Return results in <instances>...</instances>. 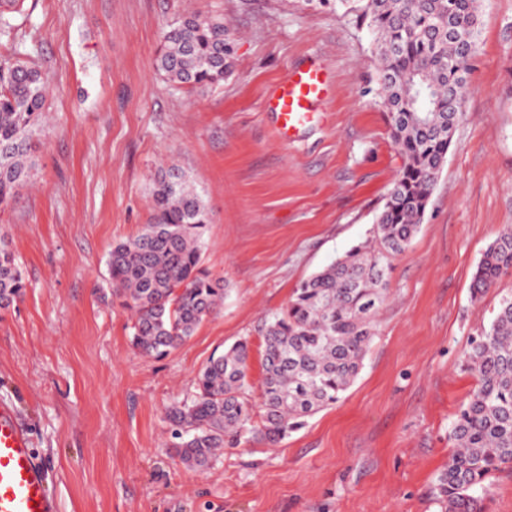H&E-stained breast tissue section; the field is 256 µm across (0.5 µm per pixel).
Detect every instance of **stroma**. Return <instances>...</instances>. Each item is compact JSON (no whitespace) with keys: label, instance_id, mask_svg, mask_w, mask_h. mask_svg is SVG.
<instances>
[{"label":"stroma","instance_id":"obj_1","mask_svg":"<svg viewBox=\"0 0 512 512\" xmlns=\"http://www.w3.org/2000/svg\"><path fill=\"white\" fill-rule=\"evenodd\" d=\"M223 19L230 70L178 87L154 68L184 14ZM0 61L49 87L34 183L0 208L26 273L0 311V404L26 421L57 512H440L451 425L476 378L462 367L512 274L481 301L470 284L512 227V0H484L463 116L422 224L393 260L363 368L333 406L280 447L224 449L185 468L166 410L236 340L262 376L263 329L313 273L372 235L403 161L377 96L372 37L334 0H24ZM316 57L333 90L285 145L265 102ZM210 215L203 265L224 304L167 357L139 354L104 299L106 257L151 219L161 164Z\"/></svg>","mask_w":512,"mask_h":512}]
</instances>
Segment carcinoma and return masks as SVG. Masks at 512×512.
I'll use <instances>...</instances> for the list:
<instances>
[{"label": "carcinoma", "instance_id": "1", "mask_svg": "<svg viewBox=\"0 0 512 512\" xmlns=\"http://www.w3.org/2000/svg\"><path fill=\"white\" fill-rule=\"evenodd\" d=\"M357 13L379 58L378 91L403 166L390 184L370 243L357 246L304 280L267 322L260 401L251 399V347L239 340L199 371L191 398L166 417L175 456L207 470L224 448L260 441L276 447L351 386L376 335L392 260L422 223L462 115L471 56L479 46L482 0H336ZM224 20L188 14L163 36L157 72L203 86L224 79ZM45 83L34 68L0 63V207L14 201L35 168ZM210 224L201 196L177 167L163 168L152 190L150 222L112 245L111 296L129 312L132 343L163 358L193 336L224 302L225 284L202 266ZM512 271V227L485 249L471 283L481 300ZM24 271L0 240V311L19 301ZM477 387L449 433L447 467L432 494L440 512H485L487 481L512 468V293L500 298L489 327L465 351Z\"/></svg>", "mask_w": 512, "mask_h": 512}]
</instances>
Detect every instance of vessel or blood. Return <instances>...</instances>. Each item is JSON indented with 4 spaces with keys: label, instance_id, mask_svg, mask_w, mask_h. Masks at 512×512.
Returning a JSON list of instances; mask_svg holds the SVG:
<instances>
[{
    "label": "vessel or blood",
    "instance_id": "obj_1",
    "mask_svg": "<svg viewBox=\"0 0 512 512\" xmlns=\"http://www.w3.org/2000/svg\"><path fill=\"white\" fill-rule=\"evenodd\" d=\"M329 77L321 66L292 69L278 84L267 105L277 115L282 143L294 141L313 125L316 102L326 98ZM0 512H57L46 482V472L32 452L30 433L17 411L0 405Z\"/></svg>",
    "mask_w": 512,
    "mask_h": 512
}]
</instances>
